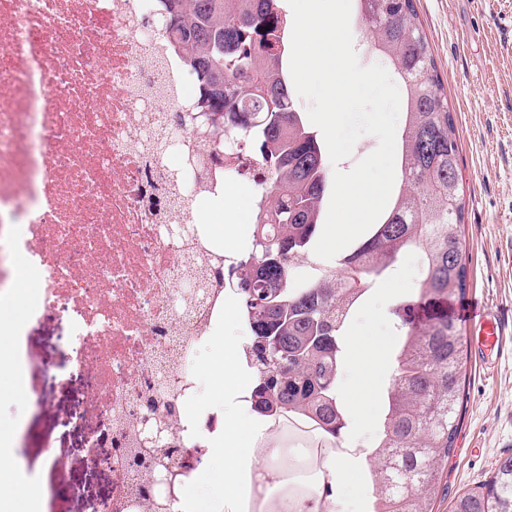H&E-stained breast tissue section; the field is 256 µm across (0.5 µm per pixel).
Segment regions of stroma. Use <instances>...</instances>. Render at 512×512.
Instances as JSON below:
<instances>
[{
  "label": "stroma",
  "instance_id": "35a3bbf8",
  "mask_svg": "<svg viewBox=\"0 0 512 512\" xmlns=\"http://www.w3.org/2000/svg\"><path fill=\"white\" fill-rule=\"evenodd\" d=\"M448 107L459 134V167L465 220L461 240L469 257L466 298H476L512 317V0H416ZM421 254L404 253L396 270L379 278L352 313L345 335L365 336L381 352L378 367L355 379L339 376L343 407L367 399L366 421L348 416L339 452L351 453L354 473L335 486L336 512H370L373 484L366 459L374 447L394 368L397 343L394 307L411 299ZM29 360L19 379L26 414L17 449L30 469L52 481L58 512H85L88 500L105 497L106 473L86 463L84 441L97 425L82 408L83 389L62 376L70 352L66 320L50 314L25 323ZM214 374L201 384V406H223L224 354L219 341L201 353ZM512 456V351L482 365L469 358L461 419L453 455L443 471L432 512H451L456 496L492 476L499 460Z\"/></svg>",
  "mask_w": 512,
  "mask_h": 512
}]
</instances>
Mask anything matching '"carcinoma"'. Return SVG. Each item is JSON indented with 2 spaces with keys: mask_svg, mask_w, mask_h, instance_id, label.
Wrapping results in <instances>:
<instances>
[{
  "mask_svg": "<svg viewBox=\"0 0 512 512\" xmlns=\"http://www.w3.org/2000/svg\"><path fill=\"white\" fill-rule=\"evenodd\" d=\"M167 2L165 33L183 46L202 87L187 125L203 110L212 119L193 169L208 171L206 157L224 162V140L233 136L270 173L252 216V248L234 268L254 411L299 422L336 447L346 427L336 381L347 322L375 279L403 252L420 251L416 293L394 310L401 335L368 474L371 512H431L459 430L468 350L448 300L465 293L469 258L456 125L415 0H357L367 40L406 93L402 182L389 209L330 268L312 251L323 226L324 149L295 107L284 56L270 48L288 31L279 0ZM299 265L311 274L293 288ZM453 512H512V457L457 496Z\"/></svg>",
  "mask_w": 512,
  "mask_h": 512,
  "instance_id": "obj_1",
  "label": "carcinoma"
}]
</instances>
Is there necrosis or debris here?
Listing matches in <instances>:
<instances>
[{
  "instance_id": "necrosis-or-debris-1",
  "label": "necrosis or debris",
  "mask_w": 512,
  "mask_h": 512,
  "mask_svg": "<svg viewBox=\"0 0 512 512\" xmlns=\"http://www.w3.org/2000/svg\"><path fill=\"white\" fill-rule=\"evenodd\" d=\"M165 23L161 0H0V299L27 268L31 315L71 318L72 369L108 422L111 491L91 512H142L152 468L136 460L140 432L171 409L181 424L167 438L176 480L162 512H181L220 424L197 406V369L224 326L232 260L190 314L178 299L194 256L215 253L196 215L226 178L194 181L203 147L181 117L199 87ZM192 223V237L167 230ZM285 453L295 482L253 495L246 512H332L307 487L309 456Z\"/></svg>"
}]
</instances>
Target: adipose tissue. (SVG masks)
<instances>
[{"mask_svg": "<svg viewBox=\"0 0 512 512\" xmlns=\"http://www.w3.org/2000/svg\"><path fill=\"white\" fill-rule=\"evenodd\" d=\"M224 419L220 445L225 463L223 473L217 476L224 493L217 499L205 493L195 494L186 499L184 512H237L240 500L250 495L254 487H267L276 481L272 469L252 467L248 448L258 433L243 421L233 400L224 402ZM15 440L12 424L0 421V512H36L38 500L31 482L18 480L15 475Z\"/></svg>", "mask_w": 512, "mask_h": 512, "instance_id": "ef3b65f1", "label": "adipose tissue"}]
</instances>
